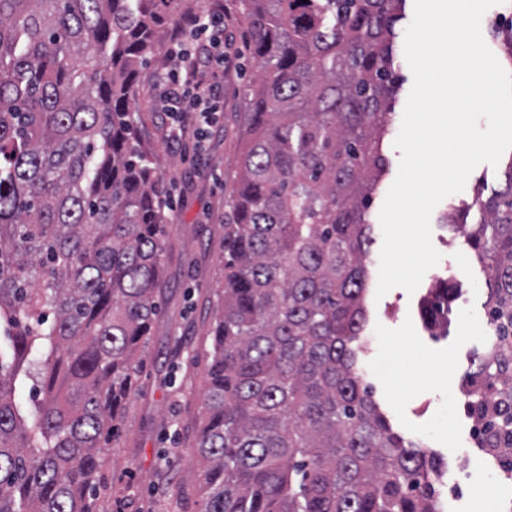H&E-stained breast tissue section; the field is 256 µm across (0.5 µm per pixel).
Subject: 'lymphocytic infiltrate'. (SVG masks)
<instances>
[{
  "label": "lymphocytic infiltrate",
  "mask_w": 512,
  "mask_h": 512,
  "mask_svg": "<svg viewBox=\"0 0 512 512\" xmlns=\"http://www.w3.org/2000/svg\"><path fill=\"white\" fill-rule=\"evenodd\" d=\"M165 53L174 62L161 76L168 104V140L178 144L193 134L197 154H204L208 128L224 110V15L220 11L187 12L169 37Z\"/></svg>",
  "instance_id": "f902f5d3"
}]
</instances>
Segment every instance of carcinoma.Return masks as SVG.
<instances>
[{
    "instance_id": "cac0c4a2",
    "label": "carcinoma",
    "mask_w": 512,
    "mask_h": 512,
    "mask_svg": "<svg viewBox=\"0 0 512 512\" xmlns=\"http://www.w3.org/2000/svg\"><path fill=\"white\" fill-rule=\"evenodd\" d=\"M406 0H242L259 73L224 223V296L194 451L204 512H439L442 459L393 431L352 343L403 84ZM181 0H0V512H93L158 315L166 224L134 134L145 55ZM512 64V18L494 25ZM512 326L505 185L446 216ZM448 312V287L427 315ZM32 404L15 400L20 376ZM512 423V389L495 405Z\"/></svg>"
}]
</instances>
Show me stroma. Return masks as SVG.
Masks as SVG:
<instances>
[{"instance_id": "obj_1", "label": "stroma", "mask_w": 512, "mask_h": 512, "mask_svg": "<svg viewBox=\"0 0 512 512\" xmlns=\"http://www.w3.org/2000/svg\"><path fill=\"white\" fill-rule=\"evenodd\" d=\"M224 42L232 66L224 73V119L209 135L206 164L196 168L179 147L167 144L159 77L170 62L163 49L147 56L136 92V129L142 147L158 156L167 194L168 226L160 311L143 352L139 383L125 404L121 436L103 457L99 512H200L202 466L194 442L205 389L209 330L224 290V220L236 186L244 142L245 93L258 68L247 40L239 0H223ZM503 168L477 166L464 190L440 202L431 217L432 240L441 253L414 293L395 288L377 297L381 230L365 264L370 279L368 318L359 340V368L373 398L395 431L444 461L461 457L463 499L454 512H497L499 477L474 446L472 420L461 393L472 362L483 351L488 289L486 269L465 237L442 217L471 202L477 187L502 188ZM453 287L448 323L431 327L424 310L436 284Z\"/></svg>"}]
</instances>
